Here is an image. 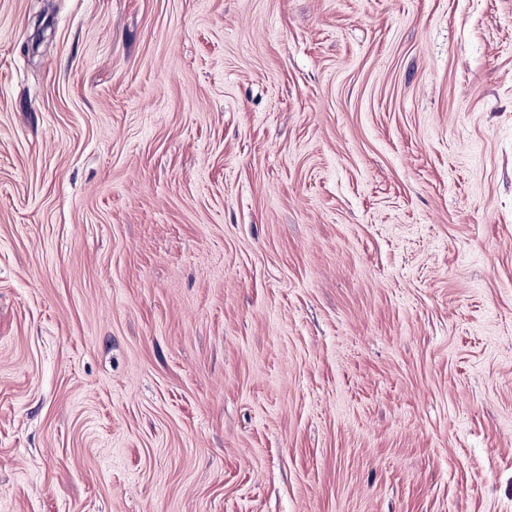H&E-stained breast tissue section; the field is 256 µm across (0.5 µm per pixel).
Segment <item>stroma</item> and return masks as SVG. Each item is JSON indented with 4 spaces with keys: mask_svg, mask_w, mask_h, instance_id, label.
Instances as JSON below:
<instances>
[{
    "mask_svg": "<svg viewBox=\"0 0 512 512\" xmlns=\"http://www.w3.org/2000/svg\"><path fill=\"white\" fill-rule=\"evenodd\" d=\"M0 512H512V0H0Z\"/></svg>",
    "mask_w": 512,
    "mask_h": 512,
    "instance_id": "1",
    "label": "stroma"
}]
</instances>
